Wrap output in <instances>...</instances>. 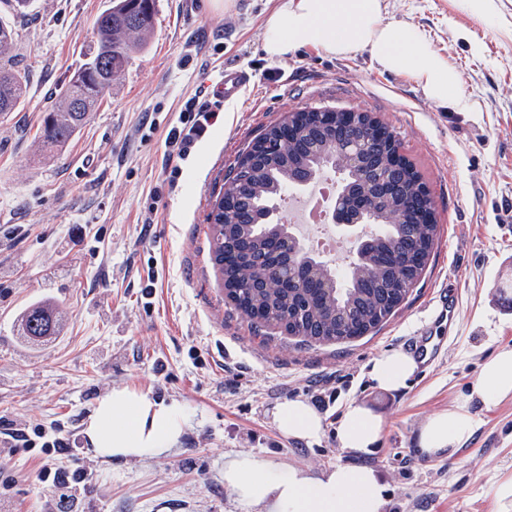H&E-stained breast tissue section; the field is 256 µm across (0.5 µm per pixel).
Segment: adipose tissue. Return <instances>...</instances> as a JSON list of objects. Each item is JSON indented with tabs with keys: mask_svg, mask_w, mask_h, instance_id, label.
<instances>
[{
	"mask_svg": "<svg viewBox=\"0 0 512 512\" xmlns=\"http://www.w3.org/2000/svg\"><path fill=\"white\" fill-rule=\"evenodd\" d=\"M303 44L334 56L369 51L383 70L412 77L431 101L470 107L447 57L432 48L422 28L384 22L383 0H281L265 18L264 51L277 60ZM416 368L410 355L386 353L374 359L369 375L377 387L395 391ZM474 390L489 409L512 396V349L481 366ZM274 423L283 435L298 440L317 439L323 431L320 413L298 399L278 405ZM187 426L180 406L124 387L97 401L84 433L96 458L130 461L169 454ZM472 431V417L460 407L430 416L417 442L423 453L438 455L457 450ZM381 432L379 417L351 405L336 437L342 448L367 453ZM224 485L243 512H385L386 507L385 486L366 465L339 464L314 475L271 457L238 452L224 457Z\"/></svg>",
	"mask_w": 512,
	"mask_h": 512,
	"instance_id": "adipose-tissue-1",
	"label": "adipose tissue"
}]
</instances>
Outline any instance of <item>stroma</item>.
I'll return each instance as SVG.
<instances>
[{"label":"stroma","mask_w":512,"mask_h":512,"mask_svg":"<svg viewBox=\"0 0 512 512\" xmlns=\"http://www.w3.org/2000/svg\"><path fill=\"white\" fill-rule=\"evenodd\" d=\"M106 0H34L13 27L29 89L0 115V416L82 436L98 399L127 387L178 403L189 424L169 456L103 462L8 448L14 481L0 512H49L45 467L82 470L75 512H239L224 486V457L251 452L311 472L370 466L387 486V512H504L497 486L512 479V397L484 409L471 387L484 361L512 349V0L496 16L461 0H384V20L413 24L453 63L472 107L430 101L407 75L368 51L333 56L304 45L279 59L263 49L278 0H155L146 48L131 58L66 149H42L45 111L92 49ZM253 75L244 95L178 166L164 139L182 102L211 90L225 65ZM314 108L367 112L386 126L434 203L437 237L419 282L380 328L347 343L310 345L256 329L224 295L211 260L209 215L247 145L288 114ZM84 229L80 246L68 230ZM21 237L10 238L16 226ZM457 291L446 354L405 387L385 391L373 360L404 352L424 324L441 332L442 289ZM39 302L60 325L36 342L21 321ZM329 397L317 440L283 436L275 407ZM382 421L376 448H340L351 404ZM466 406L471 438L448 456L420 452L426 419Z\"/></svg>","instance_id":"stroma-1"}]
</instances>
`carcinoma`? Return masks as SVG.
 Segmentation results:
<instances>
[{"label":"carcinoma","instance_id":"cac0c4a2","mask_svg":"<svg viewBox=\"0 0 512 512\" xmlns=\"http://www.w3.org/2000/svg\"><path fill=\"white\" fill-rule=\"evenodd\" d=\"M154 25V0H110L92 24L93 50L73 71L43 116L40 139L62 148L80 131L112 83L119 80L131 55L142 50ZM15 50L11 21L0 14V112H14L24 103L28 84L12 65ZM338 140L303 133L283 141L260 165L224 184L223 195L235 198V208L224 214V199L211 212L214 264L222 280L232 278L236 293H226L240 312L257 309L264 326L281 328L311 344L352 340L356 332L375 321L387 320L394 295L414 285L431 255L437 225L417 223L421 201L402 174L379 175L384 163L382 143L372 137L361 144L357 160L345 166L344 189L355 213L367 215L373 232L345 281L317 256L296 259L294 246L281 236L278 225L261 222L265 209L280 200L291 186V173L307 169L320 176L332 167ZM231 224L236 252L224 262L223 223ZM288 264L298 269L303 287H285L271 266ZM57 325L54 308L40 303L23 319L24 335L50 336Z\"/></svg>","mask_w":512,"mask_h":512}]
</instances>
